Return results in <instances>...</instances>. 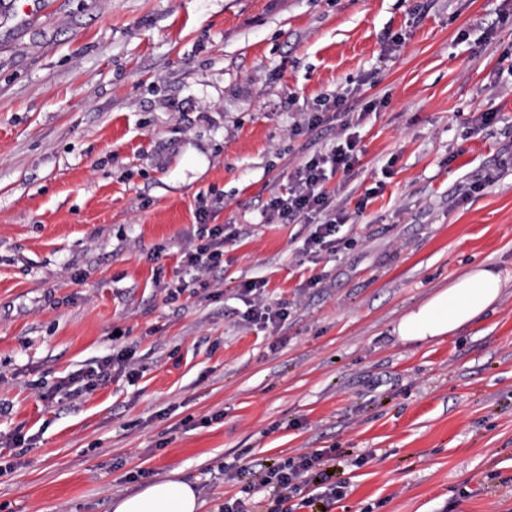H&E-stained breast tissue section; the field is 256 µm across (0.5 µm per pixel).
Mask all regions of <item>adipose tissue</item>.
Segmentation results:
<instances>
[{"mask_svg":"<svg viewBox=\"0 0 512 512\" xmlns=\"http://www.w3.org/2000/svg\"><path fill=\"white\" fill-rule=\"evenodd\" d=\"M504 288L500 274L482 266L472 267L403 314L393 332L402 342L411 344L455 336L461 328L495 311ZM111 510L201 512L202 501L190 483L165 479L147 484L138 492L115 497Z\"/></svg>","mask_w":512,"mask_h":512,"instance_id":"adipose-tissue-1","label":"adipose tissue"}]
</instances>
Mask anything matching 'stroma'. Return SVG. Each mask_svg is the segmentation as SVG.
Returning <instances> with one entry per match:
<instances>
[{"mask_svg":"<svg viewBox=\"0 0 512 512\" xmlns=\"http://www.w3.org/2000/svg\"><path fill=\"white\" fill-rule=\"evenodd\" d=\"M350 134L363 154L327 183L347 221L314 262L310 225L263 212ZM203 207L236 239L211 288L168 300ZM474 265L509 283L495 312L394 336ZM254 279L277 328L246 318ZM125 349L136 379L68 391ZM315 451L345 494L297 512H512V0H20L0 15V512H110L174 473L203 512H271L255 464Z\"/></svg>","mask_w":512,"mask_h":512,"instance_id":"obj_1","label":"stroma"}]
</instances>
